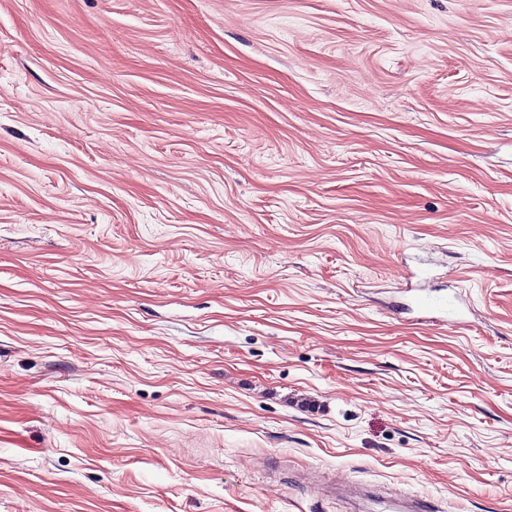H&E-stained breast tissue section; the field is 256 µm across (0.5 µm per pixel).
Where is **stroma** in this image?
I'll use <instances>...</instances> for the list:
<instances>
[{
  "label": "stroma",
  "instance_id": "obj_1",
  "mask_svg": "<svg viewBox=\"0 0 512 512\" xmlns=\"http://www.w3.org/2000/svg\"><path fill=\"white\" fill-rule=\"evenodd\" d=\"M330 482L512 512V0H0V512ZM417 308L423 316L420 320L435 326H448L455 323L454 310L448 301L420 298L416 301Z\"/></svg>",
  "mask_w": 512,
  "mask_h": 512
}]
</instances>
